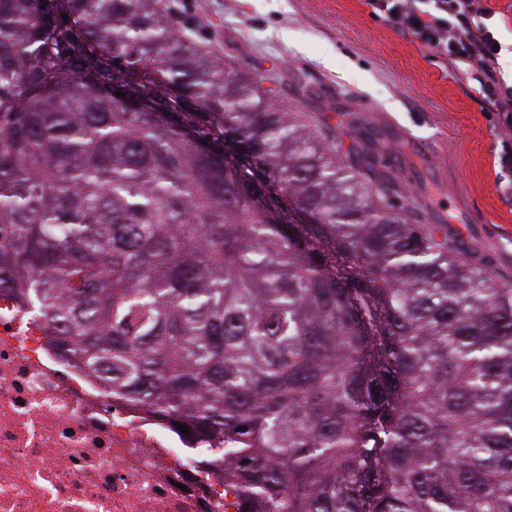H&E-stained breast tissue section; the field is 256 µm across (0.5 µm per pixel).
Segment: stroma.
<instances>
[{
	"mask_svg": "<svg viewBox=\"0 0 512 512\" xmlns=\"http://www.w3.org/2000/svg\"><path fill=\"white\" fill-rule=\"evenodd\" d=\"M187 35L264 72L275 100L347 153L349 114L382 131L381 161L404 207L477 250L512 284V197L499 190L501 131L444 59L370 13L365 0H164Z\"/></svg>",
	"mask_w": 512,
	"mask_h": 512,
	"instance_id": "stroma-1",
	"label": "stroma"
}]
</instances>
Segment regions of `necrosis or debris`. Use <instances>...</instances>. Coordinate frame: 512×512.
Instances as JSON below:
<instances>
[{
    "mask_svg": "<svg viewBox=\"0 0 512 512\" xmlns=\"http://www.w3.org/2000/svg\"><path fill=\"white\" fill-rule=\"evenodd\" d=\"M204 445L113 402L0 291V512H238Z\"/></svg>",
    "mask_w": 512,
    "mask_h": 512,
    "instance_id": "4bbe7bcc",
    "label": "necrosis or debris"
}]
</instances>
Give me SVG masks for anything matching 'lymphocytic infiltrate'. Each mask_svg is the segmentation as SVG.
Returning <instances> with one entry per match:
<instances>
[{
	"label": "lymphocytic infiltrate",
	"mask_w": 512,
	"mask_h": 512,
	"mask_svg": "<svg viewBox=\"0 0 512 512\" xmlns=\"http://www.w3.org/2000/svg\"><path fill=\"white\" fill-rule=\"evenodd\" d=\"M392 29L419 42L473 83L483 111L495 113L505 135L498 164L512 172V86L499 78L498 43L482 0H366Z\"/></svg>",
	"instance_id": "obj_1"
}]
</instances>
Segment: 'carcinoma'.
Returning <instances> with one entry per match:
<instances>
[{
	"instance_id": "obj_1",
	"label": "carcinoma",
	"mask_w": 512,
	"mask_h": 512,
	"mask_svg": "<svg viewBox=\"0 0 512 512\" xmlns=\"http://www.w3.org/2000/svg\"><path fill=\"white\" fill-rule=\"evenodd\" d=\"M263 82L157 0H0V281L239 512H512V288Z\"/></svg>"
}]
</instances>
